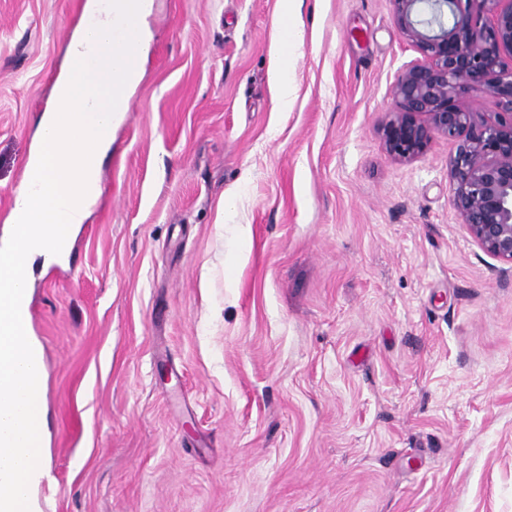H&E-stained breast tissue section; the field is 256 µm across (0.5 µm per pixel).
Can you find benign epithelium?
<instances>
[{"label":"benign epithelium","instance_id":"obj_1","mask_svg":"<svg viewBox=\"0 0 512 512\" xmlns=\"http://www.w3.org/2000/svg\"><path fill=\"white\" fill-rule=\"evenodd\" d=\"M401 34L421 55L401 69L378 132L395 160L413 161L435 139L448 158L452 205L487 255L512 264V0H393ZM475 96L495 112H474Z\"/></svg>","mask_w":512,"mask_h":512}]
</instances>
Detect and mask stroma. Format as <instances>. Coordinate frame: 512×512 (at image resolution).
I'll use <instances>...</instances> for the list:
<instances>
[{
    "label": "stroma",
    "instance_id": "stroma-1",
    "mask_svg": "<svg viewBox=\"0 0 512 512\" xmlns=\"http://www.w3.org/2000/svg\"><path fill=\"white\" fill-rule=\"evenodd\" d=\"M150 0L69 256L35 263L36 512H512V265L453 208L451 141L378 125L392 0ZM0 0V234L80 27ZM294 88L282 107L271 72ZM285 12L288 14L289 27L277 28L274 32V38L283 50H288L290 43L299 41L302 37L301 30L295 25V18L300 12L303 0H285Z\"/></svg>",
    "mask_w": 512,
    "mask_h": 512
}]
</instances>
